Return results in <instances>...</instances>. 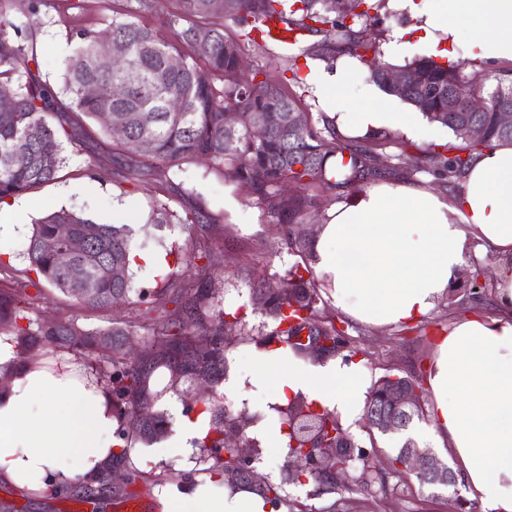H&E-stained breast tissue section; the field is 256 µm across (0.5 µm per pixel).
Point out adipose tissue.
Returning <instances> with one entry per match:
<instances>
[{
  "mask_svg": "<svg viewBox=\"0 0 512 512\" xmlns=\"http://www.w3.org/2000/svg\"><path fill=\"white\" fill-rule=\"evenodd\" d=\"M418 22L430 56H447L466 41L483 64L512 63V0H399ZM310 91L337 130L350 138L400 129L427 137L422 113L405 110L373 83L351 93L350 64L309 63ZM496 256L498 315L455 321L438 345L430 374L433 429L460 465L467 497L483 512H512V144L484 151L462 175L454 199L427 186L387 181L329 208L314 244L315 269L333 304L372 325L427 314L455 284L470 242ZM273 377L277 401L303 396L343 421L359 419L367 399L356 364L327 359L305 364L282 348L258 356ZM117 423L102 384L68 357L48 366L13 369L0 390V482L17 490L62 488L111 472ZM263 512L242 490L225 494L210 477L189 494L172 492L163 512Z\"/></svg>",
  "mask_w": 512,
  "mask_h": 512,
  "instance_id": "adipose-tissue-1",
  "label": "adipose tissue"
}]
</instances>
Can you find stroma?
<instances>
[{
  "mask_svg": "<svg viewBox=\"0 0 512 512\" xmlns=\"http://www.w3.org/2000/svg\"><path fill=\"white\" fill-rule=\"evenodd\" d=\"M124 5L125 0H83L81 8L73 9L68 0H47L46 6L40 9L43 24L31 32L41 56L43 79L54 88H61L60 63L74 47L70 40L72 29L105 28L113 12L123 10ZM224 31L238 39L250 69L265 72L273 79L281 75L282 55L317 58L323 52L322 42L317 37L283 48L272 41L257 44L242 38L239 26L229 20L224 23ZM84 127L82 142L65 147L67 163L60 178L33 193L12 199V206L19 210V229L15 234L0 237V260L10 263L16 270H25L24 253L33 222L63 206L98 223L136 225V238L144 243V260L135 269L136 285L152 286L169 272H185L186 264L170 265L164 263L163 258L169 252L176 256L190 252L192 234L188 226L147 221L152 205L163 204L180 214L185 210L184 203L154 186L146 191L133 189L119 175L112 137L93 122H85ZM404 137V132L394 129L389 139L373 147L382 158L385 180L403 178L424 183L439 187L444 196H452V189L438 185L433 176L411 172L399 146ZM172 178L193 186L208 208L224 214V229L212 234L206 262L223 276L225 310L239 312L244 319L246 337H227L225 345L230 373L246 375L253 365L255 352L265 348L264 336L273 329L271 321L254 311L251 290L261 280L277 282L295 258L282 249L280 230L273 224L266 207L242 186L225 183L218 173L200 162L185 164ZM487 287L483 301L469 300L467 277L462 274L434 307L417 320L373 326L344 319L342 326L347 330L352 362L358 364L362 376L370 383L386 375L411 376L420 383H427L436 345L455 320L472 314L495 316L496 284L491 281ZM26 293L33 318L74 316L84 329L94 332L108 329L115 322H125L133 325L136 341L147 344L153 339L152 317L145 308L129 304L115 311L80 308L70 305L60 293L40 282L27 284ZM276 391L277 386L272 381L262 385L247 384L235 393L222 385L216 388L217 395L235 411H246L258 421L265 418L269 399ZM287 443V438L283 437L276 443L262 445L263 463L257 471L264 481L283 484L290 499L303 503L307 500L309 486L284 480L288 471ZM315 505L319 512H448L447 497L431 496L429 490L419 488L416 480L402 482L390 474L386 475L384 484H372L368 490L355 494L344 491L326 494L316 499Z\"/></svg>",
  "mask_w": 512,
  "mask_h": 512,
  "instance_id": "35a3bbf8",
  "label": "stroma"
}]
</instances>
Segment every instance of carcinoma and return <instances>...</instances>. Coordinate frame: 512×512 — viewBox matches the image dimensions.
Returning a JSON list of instances; mask_svg holds the SVG:
<instances>
[{
	"label": "carcinoma",
	"instance_id": "1",
	"mask_svg": "<svg viewBox=\"0 0 512 512\" xmlns=\"http://www.w3.org/2000/svg\"><path fill=\"white\" fill-rule=\"evenodd\" d=\"M330 0H175L177 12L159 18V24L141 20L146 13L157 12L159 0H133L122 12L112 16L108 27L99 32L80 28L72 33L75 46L61 66L62 92L68 103L58 99L51 86L42 80L41 65L34 44L23 35V28L9 16L13 0H0V96L12 100V107L0 112V203L34 192L59 178L66 158L61 134L80 141V122L85 117L112 133L100 116L110 113L125 128L116 139L120 167L126 181L142 182L154 177L161 189L191 203L192 209L180 220L182 224H199L211 230L224 224V214L213 212L195 201V189L174 183L169 173L189 161L204 160L225 181L247 184L252 195L267 204L275 223L281 225V245L299 257L279 277L280 291L253 289V295L264 294L261 312L274 322V330L265 342H278L296 353L305 352L295 337L336 335L335 315L321 311L322 299L314 268L313 246L299 235L309 208L318 204L317 191L328 190L336 198L343 193L362 190L381 176L376 169L374 151L369 140H377L385 132L369 138L351 139L339 136L336 126L320 114L309 119L305 129L284 138L281 128L292 110L300 108L289 93L287 83L255 72L244 76V61L239 42L224 33V19L248 25L244 36L273 38L271 23L279 24L291 34L296 44L310 35L341 44L362 66L370 69V78L385 91H390L386 72L397 68L407 73L409 86L399 95L432 123L456 132L460 118L466 117L485 129L479 142L460 146L440 145L428 155V164L408 162L412 170L430 172L451 184L477 157V153L500 143H512V130L499 127L496 110L503 102L512 104V69L491 70L485 65L465 72L459 61L442 63L432 57H415L403 65L383 62L371 66L368 54L376 53L372 29L382 23L379 11L382 0H347L342 14L328 8ZM208 21V40L199 42L195 35L199 21ZM110 38L112 52L124 60L112 65V56L100 51L101 34ZM281 39V42L288 41ZM178 56L182 65L173 68L169 59ZM493 81L491 90L486 82ZM89 83H122L126 92L120 98H91L84 88ZM172 96L184 102L181 112L167 109ZM462 102L480 98L485 108L476 112L448 111V98ZM238 114L236 127L224 128V113ZM269 122L265 140L252 135L257 115ZM151 143L144 152L141 144ZM25 154L28 164L18 166L14 155ZM339 155L348 159V168L328 176L326 162ZM283 179L296 184V193L286 199L276 198L277 185ZM93 223L70 209L51 210L32 225L25 258L26 272L45 281L50 287L76 304L93 309H108L116 297L144 305L157 314L153 320V336L164 342L154 351L146 350L134 358L126 348L133 326L116 322L99 333L84 329L77 318L69 317L51 323L35 322L28 315L22 289L12 280L0 283V334L13 337L18 364H38L48 346L76 352L92 363L109 367L100 377L108 402L118 423L115 437L125 444L141 441L152 445L167 431L169 421L162 412H153L151 425L139 430L125 427L132 412L142 406L154 407L164 390L152 387L153 377L168 376L171 388L195 382L201 377L215 385L228 369L224 337L233 333L241 319L224 311L223 299L215 288L219 273L207 266L196 267L194 275L154 288H136L131 268L133 230L127 224H97V238L79 252L70 268L61 267L57 250L65 247L58 238L59 226L68 224L73 231ZM174 308H168V305ZM112 338V345L101 348L99 336ZM210 337V349L199 353L195 338ZM205 412L209 414V430L200 446L201 471L224 479L230 487L249 484L244 469L236 463L232 448L224 447V428L232 427L244 435L247 446L255 443L246 436L250 418L238 414L224 403L213 399ZM285 423L291 433L289 441H302L306 429H321L323 422L342 430L328 411L316 413L311 404L297 396L288 403ZM125 467L130 482L142 477L143 471L132 465L128 449L116 454ZM264 504L286 512H300L297 504L283 495L278 484L256 488Z\"/></svg>",
	"mask_w": 512,
	"mask_h": 512
}]
</instances>
